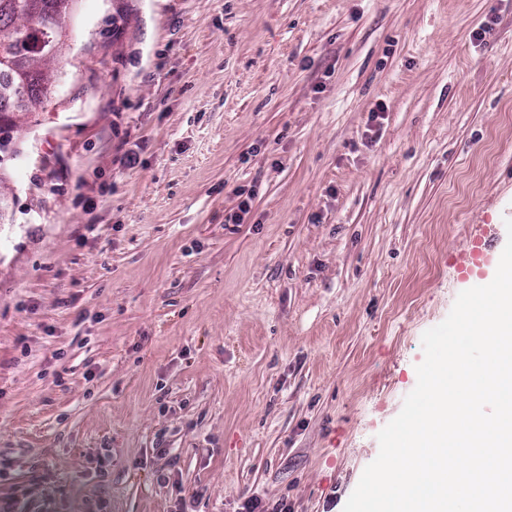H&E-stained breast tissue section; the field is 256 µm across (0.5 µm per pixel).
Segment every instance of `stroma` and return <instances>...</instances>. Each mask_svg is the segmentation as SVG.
<instances>
[{
    "mask_svg": "<svg viewBox=\"0 0 512 512\" xmlns=\"http://www.w3.org/2000/svg\"><path fill=\"white\" fill-rule=\"evenodd\" d=\"M52 67L0 162V512H343L507 239L512 0H77Z\"/></svg>",
    "mask_w": 512,
    "mask_h": 512,
    "instance_id": "obj_1",
    "label": "stroma"
}]
</instances>
